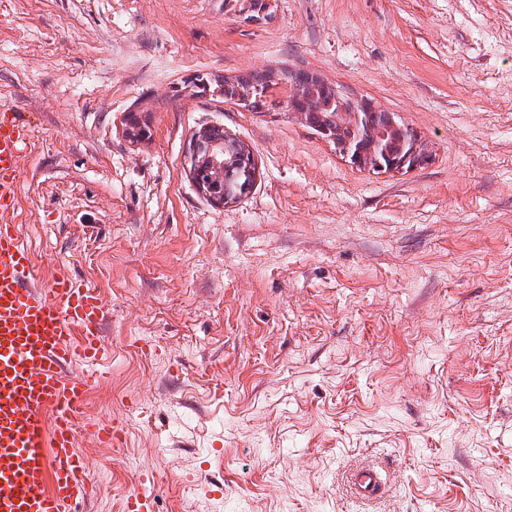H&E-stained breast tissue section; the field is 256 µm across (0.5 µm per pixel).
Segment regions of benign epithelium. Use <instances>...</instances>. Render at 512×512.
Masks as SVG:
<instances>
[{
  "label": "benign epithelium",
  "instance_id": "obj_1",
  "mask_svg": "<svg viewBox=\"0 0 512 512\" xmlns=\"http://www.w3.org/2000/svg\"><path fill=\"white\" fill-rule=\"evenodd\" d=\"M251 87L249 97L241 102L251 111L264 109L271 103L267 73L257 72L242 76ZM288 99V109L301 114L306 123L321 138L332 142L336 149L356 167L369 166L379 172L409 169L426 164L428 154L418 136L405 132L399 151L390 153L381 149L386 134L400 129L395 114L378 109L368 101L349 104L340 101V108L325 116L320 106L311 99L320 92L334 94V90L321 83L305 70L288 73L282 81ZM128 135L133 140L148 135L137 113L127 118ZM224 127L209 125L194 133L188 146V172L198 190L211 202L224 205L247 196L255 183L256 167L253 158L239 152Z\"/></svg>",
  "mask_w": 512,
  "mask_h": 512
}]
</instances>
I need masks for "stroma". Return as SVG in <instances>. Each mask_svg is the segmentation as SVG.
I'll list each match as a JSON object with an SVG mask.
<instances>
[{
	"instance_id": "1",
	"label": "stroma",
	"mask_w": 512,
	"mask_h": 512,
	"mask_svg": "<svg viewBox=\"0 0 512 512\" xmlns=\"http://www.w3.org/2000/svg\"><path fill=\"white\" fill-rule=\"evenodd\" d=\"M0 0V103L31 140L11 221L41 277L107 308L83 417L125 512H512V0ZM305 69L416 131L427 164L353 166L224 80ZM138 111L148 137L126 135ZM256 164L216 205L191 136ZM379 463L357 499L345 472ZM233 145L237 156L236 172L229 173L225 168L224 154L231 151ZM188 172L198 192L218 205L247 196L256 177L252 156L242 154L240 146L218 124L209 125L192 135L188 146ZM87 427L92 430L96 439L104 444L120 446L123 441L124 427L122 421L113 420L105 425L88 422Z\"/></svg>"
}]
</instances>
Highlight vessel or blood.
<instances>
[{
	"mask_svg": "<svg viewBox=\"0 0 512 512\" xmlns=\"http://www.w3.org/2000/svg\"><path fill=\"white\" fill-rule=\"evenodd\" d=\"M29 129L18 112L0 108V512H70L86 497L87 457L76 424L109 351L102 343L106 306L99 293L65 270L37 281L15 209ZM83 362L90 369L76 373ZM96 439L121 445L120 421L92 424ZM355 497L373 500L382 473L372 464L348 478Z\"/></svg>",
	"mask_w": 512,
	"mask_h": 512,
	"instance_id": "1",
	"label": "vessel or blood"
}]
</instances>
